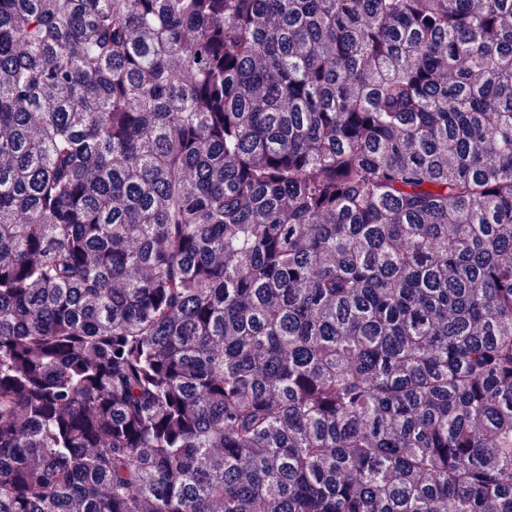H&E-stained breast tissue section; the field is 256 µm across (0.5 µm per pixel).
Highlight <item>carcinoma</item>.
<instances>
[{
	"instance_id": "obj_1",
	"label": "carcinoma",
	"mask_w": 512,
	"mask_h": 512,
	"mask_svg": "<svg viewBox=\"0 0 512 512\" xmlns=\"http://www.w3.org/2000/svg\"><path fill=\"white\" fill-rule=\"evenodd\" d=\"M0 512H512V0H0Z\"/></svg>"
}]
</instances>
